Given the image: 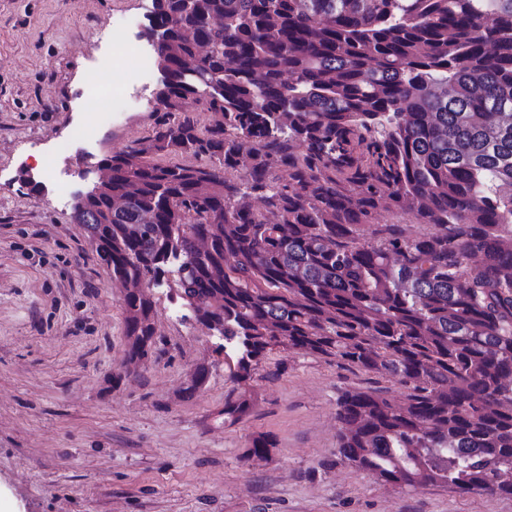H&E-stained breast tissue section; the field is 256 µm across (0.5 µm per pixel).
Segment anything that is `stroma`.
I'll list each match as a JSON object with an SVG mask.
<instances>
[{"instance_id":"35a3bbf8","label":"stroma","mask_w":512,"mask_h":512,"mask_svg":"<svg viewBox=\"0 0 512 512\" xmlns=\"http://www.w3.org/2000/svg\"><path fill=\"white\" fill-rule=\"evenodd\" d=\"M153 0H0V507L5 512H512V498L400 488L339 461L338 396L403 386L333 358L274 351L250 415L224 420L233 383L206 329L154 292L149 355L125 367L123 293L73 220L103 157L167 120L155 54L137 32L107 47V22L146 25ZM111 49L126 92L106 125L86 99ZM94 139L63 157L82 125ZM46 155L35 171L37 155ZM40 182L29 195L25 180ZM204 385L193 387L199 366ZM271 435L264 460L252 437Z\"/></svg>"}]
</instances>
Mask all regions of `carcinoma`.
Returning a JSON list of instances; mask_svg holds the SVG:
<instances>
[{
  "label": "carcinoma",
  "mask_w": 512,
  "mask_h": 512,
  "mask_svg": "<svg viewBox=\"0 0 512 512\" xmlns=\"http://www.w3.org/2000/svg\"><path fill=\"white\" fill-rule=\"evenodd\" d=\"M140 37L158 104L212 121L164 122L101 159L112 181L83 199L126 291L128 362L148 355L152 290L172 278L181 320L216 327L239 385L224 421L250 414L273 350L336 358L406 389L341 392V461L512 497V0H153ZM245 158L272 221L225 177ZM392 206L437 231L364 238ZM273 447L259 434L246 456Z\"/></svg>",
  "instance_id": "1"
}]
</instances>
